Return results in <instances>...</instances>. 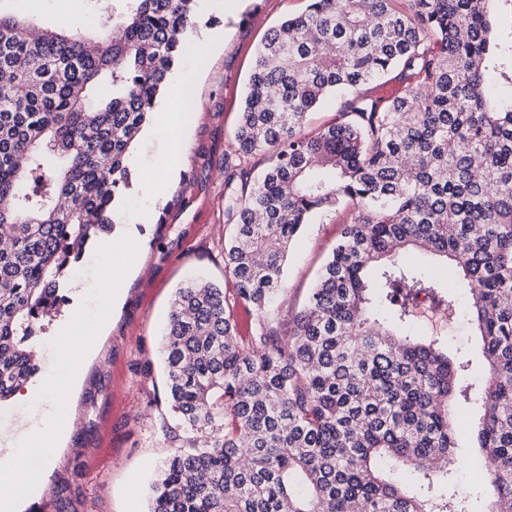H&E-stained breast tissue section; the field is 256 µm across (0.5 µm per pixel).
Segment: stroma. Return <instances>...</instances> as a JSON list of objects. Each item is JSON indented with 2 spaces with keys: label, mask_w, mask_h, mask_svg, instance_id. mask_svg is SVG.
Returning <instances> with one entry per match:
<instances>
[{
  "label": "stroma",
  "mask_w": 512,
  "mask_h": 512,
  "mask_svg": "<svg viewBox=\"0 0 512 512\" xmlns=\"http://www.w3.org/2000/svg\"><path fill=\"white\" fill-rule=\"evenodd\" d=\"M307 6L308 0H200L190 35L196 49L180 57L171 72L174 85L191 81L192 97L200 105L190 115L175 173L160 202H151L139 189L178 119L160 108L149 125L151 139L139 140L133 153V186L127 193L132 216L94 241L78 268L83 274L118 259L145 273L129 275L120 302L105 313L94 297L111 287V279L99 276L92 286L67 288L60 312L35 338L51 355L70 353L78 377L64 394L70 427L55 442L53 462L38 467L35 491L19 504V512H147L159 467L178 446L161 352L170 304L188 278L224 281V238L230 231L224 169L231 163L257 175L269 164L263 155L237 154L233 138L253 59L274 27ZM0 11L42 28L77 12L92 33L105 21L95 0H0ZM341 221L333 214L315 220L291 247L279 308L282 322L303 305ZM452 297L457 316L435 326L419 323L411 331L435 333L452 358L466 362L463 379L471 384L485 378L487 364L465 317L469 290L454 289ZM79 316L104 320L102 333L84 355L68 352L63 336L66 323ZM457 453L463 464L453 472L454 483L473 512H489L494 488L482 472L480 450L464 437Z\"/></svg>",
  "instance_id": "obj_1"
}]
</instances>
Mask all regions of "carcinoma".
<instances>
[{"mask_svg": "<svg viewBox=\"0 0 512 512\" xmlns=\"http://www.w3.org/2000/svg\"><path fill=\"white\" fill-rule=\"evenodd\" d=\"M198 2L112 0L117 38L0 16V404L38 371L29 342L71 259L126 219L134 141ZM489 3L309 0L265 37L234 139L270 163L228 177L225 287L172 300L167 391L189 439L150 512H468L449 481L470 432L451 409L464 365L404 332L420 296L454 301L402 263L410 250L446 258L448 287L472 294L489 366L475 439L489 512H512V45L499 52ZM394 69L399 94L360 91ZM331 95L335 121L305 132ZM332 212L346 222L284 337L271 310L291 243Z\"/></svg>", "mask_w": 512, "mask_h": 512, "instance_id": "obj_1", "label": "carcinoma"}]
</instances>
